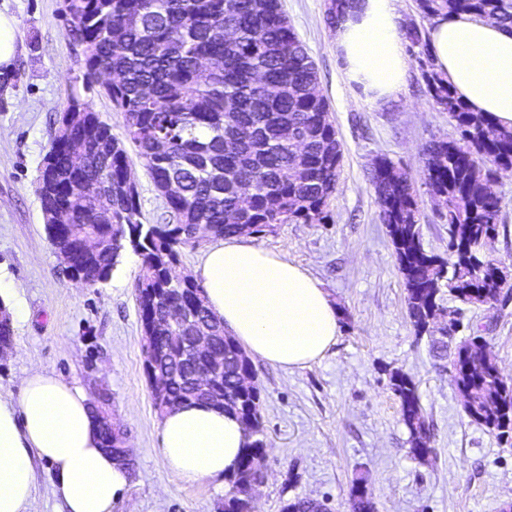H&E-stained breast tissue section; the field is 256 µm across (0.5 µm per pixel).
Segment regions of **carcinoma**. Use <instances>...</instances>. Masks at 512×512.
Wrapping results in <instances>:
<instances>
[{"label": "carcinoma", "instance_id": "1", "mask_svg": "<svg viewBox=\"0 0 512 512\" xmlns=\"http://www.w3.org/2000/svg\"><path fill=\"white\" fill-rule=\"evenodd\" d=\"M427 19L467 14L512 29V0H417ZM73 39L84 46L85 77L112 75L105 93L124 118L126 138L135 146L176 223L144 224L139 193L129 187L125 143L78 97L69 104L38 175L45 228L55 252H73V267L89 287L107 282L123 251L141 257L135 286L142 324L151 311L192 304L204 292L192 280L176 285L180 250L194 248V230L214 238L272 232L279 224H323L336 191L342 146L319 89L314 61L285 14L281 0H63ZM428 93L454 122L458 140L425 148L426 187L448 224V257L425 248L417 192L408 174L387 156L376 158L372 185L379 219L393 245L417 336L429 337L433 351L448 360V377L462 394L468 417L502 440L512 437V382L501 375L485 337L476 333L452 345L435 336L434 312L445 294L469 305L493 306L508 284L488 254L502 220L501 198L491 191L500 172L512 171V130L472 112L445 83L436 67L423 72ZM103 148L87 156L79 177L86 191H69V143ZM95 241L82 252L77 245ZM200 321L215 336L217 370L205 358L198 370L212 372L205 387L184 371L178 329L158 325L147 331L152 357L175 374L165 395L153 397L159 413L166 404L205 402L236 415L249 431L237 471L224 489V512H248V490L263 483L260 461L267 447L258 386L246 391L240 376L255 375L251 361L224 322L208 307ZM9 311L0 302V346L13 344ZM409 432L410 453H431L418 386L406 373L390 374ZM95 410L100 437L118 461L121 427L112 425L110 400L102 394ZM353 512H375L366 488L353 489ZM314 500L297 499L283 512H320Z\"/></svg>", "mask_w": 512, "mask_h": 512}]
</instances>
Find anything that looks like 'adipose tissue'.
<instances>
[{
    "label": "adipose tissue",
    "mask_w": 512,
    "mask_h": 512,
    "mask_svg": "<svg viewBox=\"0 0 512 512\" xmlns=\"http://www.w3.org/2000/svg\"><path fill=\"white\" fill-rule=\"evenodd\" d=\"M401 10L402 0H354L335 28L348 82L377 108L408 77ZM428 38L437 71L469 109L512 128V30L463 14L437 18ZM199 272L209 308L253 360L302 368L335 345L337 311L306 268L234 236L208 250ZM248 443L236 416L205 404L169 411L160 424L161 455L186 484L232 474ZM37 460L59 512H112L127 485L87 392L45 370L29 373L18 395L0 396V512H26Z\"/></svg>",
    "instance_id": "obj_1"
}]
</instances>
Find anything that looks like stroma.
<instances>
[{"label": "stroma", "instance_id": "stroma-1", "mask_svg": "<svg viewBox=\"0 0 512 512\" xmlns=\"http://www.w3.org/2000/svg\"><path fill=\"white\" fill-rule=\"evenodd\" d=\"M313 59L342 145L338 185L324 224H281L254 235L255 244L306 268L339 312V336L322 360L294 370L255 363L267 434L258 512H281L297 498L352 512L351 490L363 482L376 512H503L512 503V440L499 441L471 421L442 361L417 339L394 248L379 219L370 169L384 155L417 190L426 248L448 252V226L426 192L422 149L458 131L428 94L421 64L408 49L404 90L372 107L347 82L331 44L328 0H281ZM19 23L11 74L0 76V275L14 290V347L0 360V393H18L29 371L76 382L89 396L107 391L125 430L133 463L115 512H221L226 479L181 483L158 448L160 416L144 370L145 339L135 285L141 259L126 251L111 278L89 287L67 276L43 223L38 171L70 97L89 103L117 137L123 115L100 84L85 79L82 46L68 33L62 0H0ZM129 172L145 224L173 218L138 156ZM494 190L502 220L492 254L512 273V172ZM463 325L479 329L506 380H512V288L495 306L460 305ZM419 386L431 454L409 453V432L389 381L393 370Z\"/></svg>", "mask_w": 512, "mask_h": 512}]
</instances>
